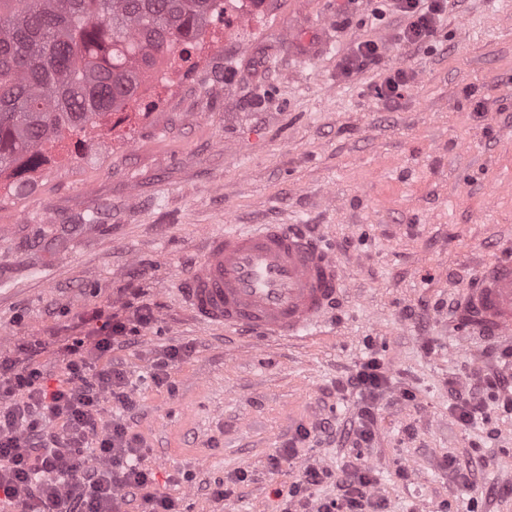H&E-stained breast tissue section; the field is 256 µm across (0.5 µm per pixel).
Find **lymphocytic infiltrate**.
<instances>
[{
	"instance_id": "1",
	"label": "lymphocytic infiltrate",
	"mask_w": 512,
	"mask_h": 512,
	"mask_svg": "<svg viewBox=\"0 0 512 512\" xmlns=\"http://www.w3.org/2000/svg\"><path fill=\"white\" fill-rule=\"evenodd\" d=\"M402 14L403 42L419 45L432 39L445 13V0H381ZM97 327L87 339L66 346L64 371L49 382L36 360L37 348L17 360L0 358V504L11 512H178L174 499L154 493V473L142 464L143 442L125 414L137 406L125 372L107 361L112 344L126 334L116 315L95 313ZM505 380L485 374L475 392L457 394L453 412L464 424L482 419L488 400ZM117 415L103 422V404ZM335 479L334 500L317 512H373L374 480L369 468L353 464L340 478L306 467L299 484L281 493L282 512L302 505L308 489Z\"/></svg>"
}]
</instances>
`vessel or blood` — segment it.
Listing matches in <instances>:
<instances>
[{"instance_id": "b4317fda", "label": "vessel or blood", "mask_w": 512, "mask_h": 512, "mask_svg": "<svg viewBox=\"0 0 512 512\" xmlns=\"http://www.w3.org/2000/svg\"><path fill=\"white\" fill-rule=\"evenodd\" d=\"M344 283L341 262L319 239L293 226L260 224L208 236L180 293L206 326L289 340L323 323ZM461 309L486 337L512 332V251L481 266Z\"/></svg>"}]
</instances>
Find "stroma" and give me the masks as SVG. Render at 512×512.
<instances>
[{"instance_id":"stroma-1","label":"stroma","mask_w":512,"mask_h":512,"mask_svg":"<svg viewBox=\"0 0 512 512\" xmlns=\"http://www.w3.org/2000/svg\"><path fill=\"white\" fill-rule=\"evenodd\" d=\"M264 2L246 31L212 27L152 112L109 135L65 133L38 169L0 174V356L41 342L54 377L95 311L150 308L153 323L112 357L134 386L129 423L155 491L181 512H280L275 489L306 465L355 461L385 512H512V416L493 401L463 425L448 392L452 379L512 375V338L460 314L479 264L512 246V0H448L416 49L401 15L373 19L374 0ZM367 40L381 67L344 76ZM391 67L415 74L393 111L374 92ZM251 224L311 225L345 268L342 303L302 339L207 327L179 300L206 234ZM173 345L190 352L155 387L149 365ZM370 357L389 386L358 449L361 401L337 383ZM324 418L335 435L297 442ZM291 442L297 456L271 467ZM473 456L462 482L447 462Z\"/></svg>"}]
</instances>
